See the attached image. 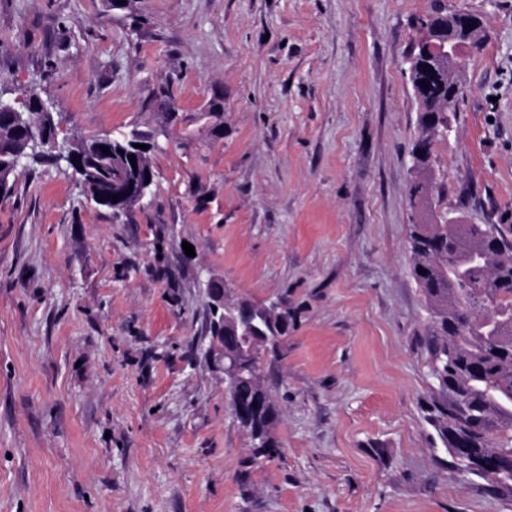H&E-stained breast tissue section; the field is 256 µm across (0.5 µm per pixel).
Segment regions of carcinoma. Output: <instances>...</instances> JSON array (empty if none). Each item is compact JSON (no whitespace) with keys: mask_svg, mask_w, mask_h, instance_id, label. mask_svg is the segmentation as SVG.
<instances>
[{"mask_svg":"<svg viewBox=\"0 0 512 512\" xmlns=\"http://www.w3.org/2000/svg\"><path fill=\"white\" fill-rule=\"evenodd\" d=\"M418 28L442 42L448 39V12L438 9L418 20ZM482 31L463 39L453 60V79H448L447 58L434 59L441 75L418 103V140L422 148L413 156L420 175L409 190L410 204L418 220L410 225L412 274L424 298L429 321L426 344L431 369L438 383L451 391L458 406L434 405L432 423L447 447L457 438L487 462L512 463V225L450 224L443 217L429 218L428 185L433 147L447 140L448 122L455 118L466 96L461 64L464 56L479 49ZM175 101L172 87L160 86L151 102L168 109ZM23 135L0 117V198L15 194L13 154ZM135 178L132 168L112 167V155L81 175L85 192L95 205L108 211L106 201L112 179ZM255 323L269 331L288 322L285 301H248ZM250 368L255 383L241 382L233 397L248 409L237 420L250 437L253 456L268 455L278 443L272 430L279 418L274 401L254 406L256 386L264 385L262 343L254 346Z\"/></svg>","mask_w":512,"mask_h":512,"instance_id":"cac0c4a2","label":"carcinoma"}]
</instances>
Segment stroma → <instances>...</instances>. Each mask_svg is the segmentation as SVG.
Returning a JSON list of instances; mask_svg holds the SVG:
<instances>
[{
  "label": "stroma",
  "instance_id": "1",
  "mask_svg": "<svg viewBox=\"0 0 512 512\" xmlns=\"http://www.w3.org/2000/svg\"><path fill=\"white\" fill-rule=\"evenodd\" d=\"M437 6L485 30L431 207L512 224V0H0V98L36 87L70 141L157 134L133 223L63 163L0 201V512H512L428 410L407 59ZM211 279L293 316L274 459L205 355Z\"/></svg>",
  "mask_w": 512,
  "mask_h": 512
}]
</instances>
